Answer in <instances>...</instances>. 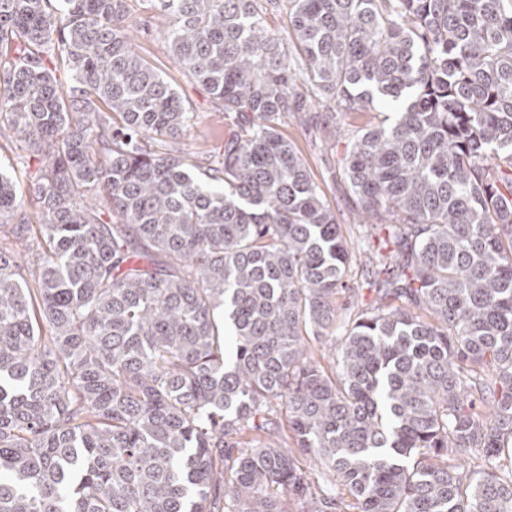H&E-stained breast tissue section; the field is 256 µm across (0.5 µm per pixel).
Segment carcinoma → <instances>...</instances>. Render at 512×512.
I'll use <instances>...</instances> for the list:
<instances>
[{
    "label": "carcinoma",
    "mask_w": 512,
    "mask_h": 512,
    "mask_svg": "<svg viewBox=\"0 0 512 512\" xmlns=\"http://www.w3.org/2000/svg\"><path fill=\"white\" fill-rule=\"evenodd\" d=\"M142 2L222 152L179 147L129 0H0L40 217L0 174V512H512V0ZM314 101L378 116L346 123L378 268L342 324L351 254L280 132Z\"/></svg>",
    "instance_id": "1"
}]
</instances>
